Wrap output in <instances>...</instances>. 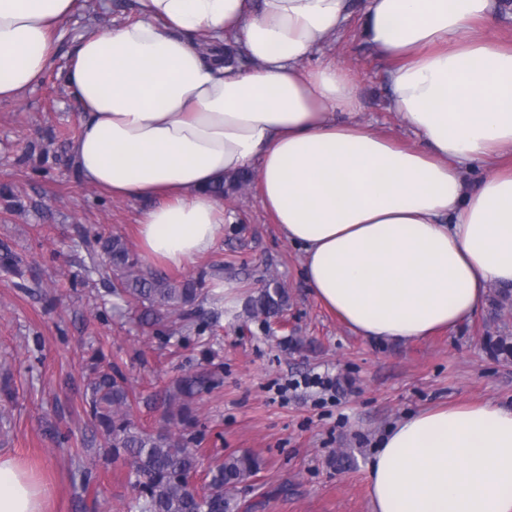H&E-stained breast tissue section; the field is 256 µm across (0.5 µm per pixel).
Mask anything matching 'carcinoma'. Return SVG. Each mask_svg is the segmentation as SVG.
<instances>
[{
  "label": "carcinoma",
  "instance_id": "cac0c4a2",
  "mask_svg": "<svg viewBox=\"0 0 512 512\" xmlns=\"http://www.w3.org/2000/svg\"><path fill=\"white\" fill-rule=\"evenodd\" d=\"M251 178V172H241L229 184L220 182L213 186V192L222 197ZM80 245L84 250L82 266L86 276L97 274L103 283L112 286V295L122 299L140 323L152 325L173 317L184 328L193 325L200 283L143 273L136 253L119 235L105 236L86 229ZM4 261L18 278L16 286L27 287L23 260L7 256ZM288 301L286 290L269 280L258 296L247 300V311L253 317L276 316L287 310ZM489 347L497 357L512 358V341L506 336L489 340ZM212 380V374L207 371L178 378L165 390L167 426L152 430L133 419L131 393L118 369L94 368L86 403L103 435L104 448L93 454L107 462L129 463L136 494L127 504V512H236L239 509L231 491L260 469V461L253 455L230 454L218 458L209 466L202 486L189 485V479L201 467L199 451L192 447V430L197 418L190 403Z\"/></svg>",
  "mask_w": 512,
  "mask_h": 512
}]
</instances>
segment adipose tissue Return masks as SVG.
<instances>
[{
  "label": "adipose tissue",
  "instance_id": "1",
  "mask_svg": "<svg viewBox=\"0 0 512 512\" xmlns=\"http://www.w3.org/2000/svg\"><path fill=\"white\" fill-rule=\"evenodd\" d=\"M139 17L84 35L65 72L81 107L83 181L145 201L139 254L184 267L224 232L210 187L242 170L315 299L357 335L426 339L512 285V44L486 37L498 0H369L363 35L388 58L390 109L417 143L355 121L350 72L309 66L347 0H137ZM76 0H0V100L54 64ZM234 40L248 69L224 66ZM489 163L474 183L463 165ZM373 512H512V410L440 405L391 427L368 464ZM45 492L0 456V512Z\"/></svg>",
  "mask_w": 512,
  "mask_h": 512
}]
</instances>
